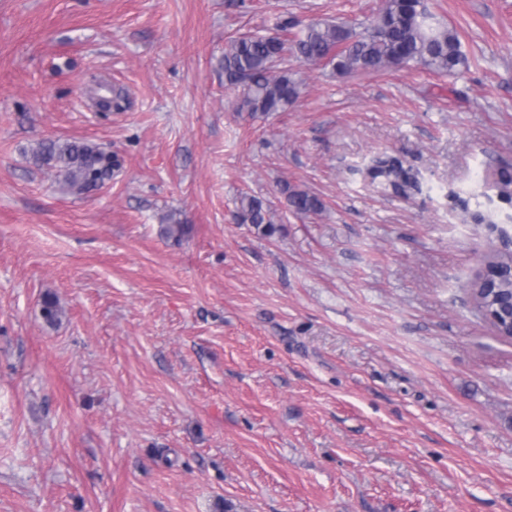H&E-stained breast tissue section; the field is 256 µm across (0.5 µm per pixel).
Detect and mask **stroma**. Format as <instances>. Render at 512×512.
Masks as SVG:
<instances>
[{
    "label": "stroma",
    "mask_w": 512,
    "mask_h": 512,
    "mask_svg": "<svg viewBox=\"0 0 512 512\" xmlns=\"http://www.w3.org/2000/svg\"><path fill=\"white\" fill-rule=\"evenodd\" d=\"M424 3L468 71L292 61L297 101L253 116L231 39L381 0H0V512H512V340L470 295L512 238V0ZM45 139L121 167L74 194ZM385 154L422 193L371 185ZM477 187L497 231L448 197ZM284 193L288 207L297 214L307 215L322 209L320 199L305 190L285 186ZM239 223L253 224L268 235L276 231V226L266 218V210L263 201L254 196L244 195L239 198L237 211Z\"/></svg>",
    "instance_id": "1"
}]
</instances>
